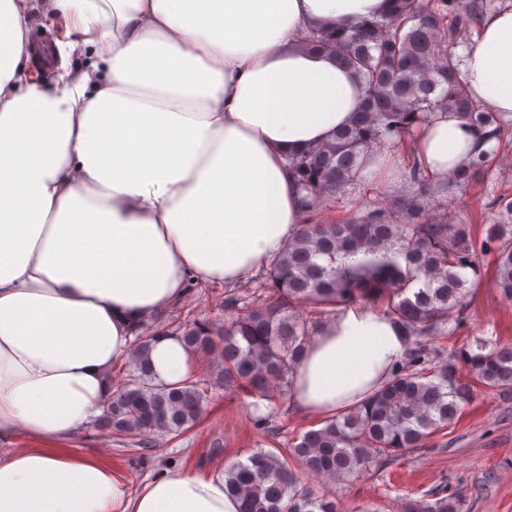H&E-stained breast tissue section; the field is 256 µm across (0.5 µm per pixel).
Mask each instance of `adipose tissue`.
<instances>
[{
    "label": "adipose tissue",
    "instance_id": "obj_1",
    "mask_svg": "<svg viewBox=\"0 0 512 512\" xmlns=\"http://www.w3.org/2000/svg\"><path fill=\"white\" fill-rule=\"evenodd\" d=\"M387 0H0V512H239L224 470L166 469L129 492L70 440L105 409L133 330L189 285H232L280 255L305 221L292 158L330 142L361 80L308 31ZM58 28L37 79L28 35ZM461 79L512 115V9L486 17ZM443 179L477 149L441 112L412 144ZM409 342L355 305L322 323L290 404L328 418L365 403ZM153 380L185 381L195 354L155 335ZM37 440L11 448L8 440Z\"/></svg>",
    "mask_w": 512,
    "mask_h": 512
}]
</instances>
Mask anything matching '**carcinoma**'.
Listing matches in <instances>:
<instances>
[{
	"instance_id": "obj_1",
	"label": "carcinoma",
	"mask_w": 512,
	"mask_h": 512,
	"mask_svg": "<svg viewBox=\"0 0 512 512\" xmlns=\"http://www.w3.org/2000/svg\"><path fill=\"white\" fill-rule=\"evenodd\" d=\"M390 12L361 19L340 32L317 30L308 43L332 53L362 81V105L334 139L290 161L306 195V223L274 258L257 295H224V322L188 320L181 336L209 360L211 377L232 392L284 400L292 370L321 323L299 313L312 305L347 307L359 300L394 319L412 348L368 399L321 423L279 452L256 448L224 469L227 492L240 512H339L334 497L317 495L309 479L334 484L372 477L398 458L444 435L482 389L512 392V343L477 340L445 352L448 320L465 319L470 288L464 271L480 272L477 253L494 256L502 298L512 301V225H492L485 238L452 224L431 208L430 194L461 193L477 181L508 131L502 114L480 107L466 92L460 59L448 44L479 20L476 6L457 0H390ZM438 112H456L474 126L486 148L439 182L410 148L414 128ZM403 151L417 190L387 202L362 198L352 212L320 219L321 207L365 184L370 156ZM363 254L368 260L350 264ZM154 332L135 329L128 368L110 377L112 397L100 428L145 446L157 433L179 436L205 413L208 380L174 387L153 384L148 350ZM463 491L437 490L397 499L396 512H466Z\"/></svg>"
}]
</instances>
